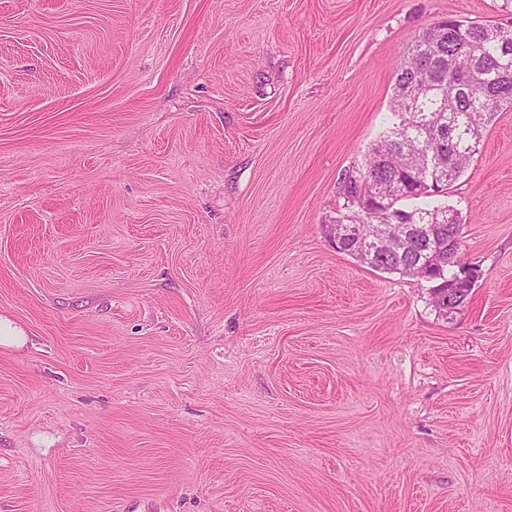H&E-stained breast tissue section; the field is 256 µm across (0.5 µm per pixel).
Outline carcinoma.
Returning a JSON list of instances; mask_svg holds the SVG:
<instances>
[{"label": "carcinoma", "mask_w": 512, "mask_h": 512, "mask_svg": "<svg viewBox=\"0 0 512 512\" xmlns=\"http://www.w3.org/2000/svg\"><path fill=\"white\" fill-rule=\"evenodd\" d=\"M488 24L459 22L432 25L416 34L408 52L396 64L391 118L373 143L362 168L346 175L340 186L341 207L350 229L336 251L346 253L375 271L418 276L417 268L429 254L461 240L460 224L448 223V207H420L415 201L439 196L456 182L478 151L483 125L512 109V83L491 87L488 74L512 68V56L501 54L488 39ZM456 138L468 155L453 163L441 153L442 143ZM400 178L409 192L397 196L391 213L360 216L351 203L364 193L383 196L386 186ZM361 224H388L392 237H406L398 254L370 245ZM456 270H430L434 306L446 297L465 305L472 287L452 284Z\"/></svg>", "instance_id": "cac0c4a2"}]
</instances>
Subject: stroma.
Listing matches in <instances>:
<instances>
[{"mask_svg":"<svg viewBox=\"0 0 512 512\" xmlns=\"http://www.w3.org/2000/svg\"><path fill=\"white\" fill-rule=\"evenodd\" d=\"M450 16L512 0H0V512H512V110L458 313L326 231Z\"/></svg>","mask_w":512,"mask_h":512,"instance_id":"obj_1","label":"stroma"}]
</instances>
